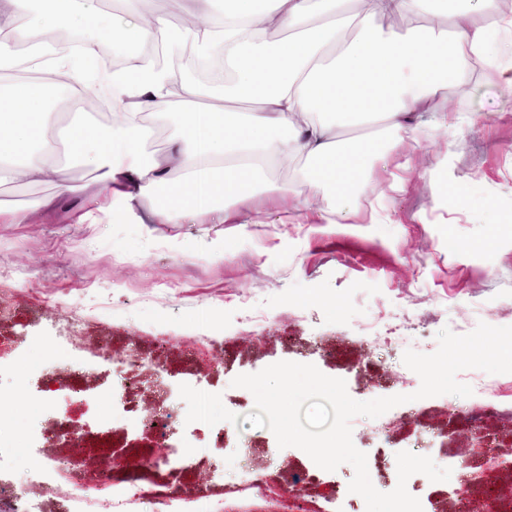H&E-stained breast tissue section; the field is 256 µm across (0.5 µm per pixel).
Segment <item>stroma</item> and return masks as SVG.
Here are the masks:
<instances>
[{"mask_svg":"<svg viewBox=\"0 0 512 512\" xmlns=\"http://www.w3.org/2000/svg\"><path fill=\"white\" fill-rule=\"evenodd\" d=\"M448 107L483 115L482 125L453 134L419 128L405 140L412 169L402 192L384 174L363 184L353 224H298L292 212L256 203L239 206L236 224H113L103 215L77 224L87 197L35 212L30 223H0V316L7 330H36L78 320L75 336L93 361L89 393L122 386L133 402L112 422L123 443L145 407L178 410L173 385L199 382L215 397L212 425L195 437L206 454L186 455L155 482L181 492L220 496L223 475L306 469L302 497L348 486L350 464L317 467L296 447L279 448L266 428L244 417L254 406L240 374L286 360L311 363L344 379L350 396L368 401L418 390L406 369L407 349L437 348L442 328L466 334L478 323L512 326V93L480 82L449 86ZM493 238L495 247L472 251ZM224 247L223 257L214 250ZM261 312L264 323L242 331L240 318ZM404 324V339L365 338L364 325ZM153 347L152 361L115 366L116 356ZM223 349L222 366L214 351ZM485 395H441L398 405L394 426L375 433L353 427L373 485L397 484L396 455L409 447L439 466L454 461L477 472L486 459L473 441L447 435L486 407L496 456L512 461V420L497 404L512 402V374H498ZM409 493L423 512H463L455 486L412 475Z\"/></svg>","mask_w":512,"mask_h":512,"instance_id":"35a3bbf8","label":"stroma"}]
</instances>
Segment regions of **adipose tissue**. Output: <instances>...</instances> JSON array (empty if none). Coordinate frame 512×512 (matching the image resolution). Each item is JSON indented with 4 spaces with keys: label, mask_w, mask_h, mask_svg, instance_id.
Masks as SVG:
<instances>
[{
    "label": "adipose tissue",
    "mask_w": 512,
    "mask_h": 512,
    "mask_svg": "<svg viewBox=\"0 0 512 512\" xmlns=\"http://www.w3.org/2000/svg\"><path fill=\"white\" fill-rule=\"evenodd\" d=\"M143 0L100 11L97 0H0V68L22 76L0 84V184L55 183L76 190L73 173L93 172L106 214L153 224H231L234 204L278 194L265 170L298 164L300 176L353 209L357 183L387 148L357 147L354 132L378 126L402 134L411 119L448 90L475 81L512 92V10L502 0ZM448 9L450 31L416 19ZM86 26L94 37L72 55L52 53L46 38ZM356 26L354 40L345 32ZM286 30L272 42L267 33ZM161 41L207 55L224 46L233 81L209 99L200 86L173 85L168 71L135 63L97 67L99 48ZM32 47L20 57L16 44ZM112 96V122L93 125L82 96ZM183 104V120L164 150L142 115ZM67 98L70 111L59 110Z\"/></svg>",
    "instance_id": "1"
}]
</instances>
